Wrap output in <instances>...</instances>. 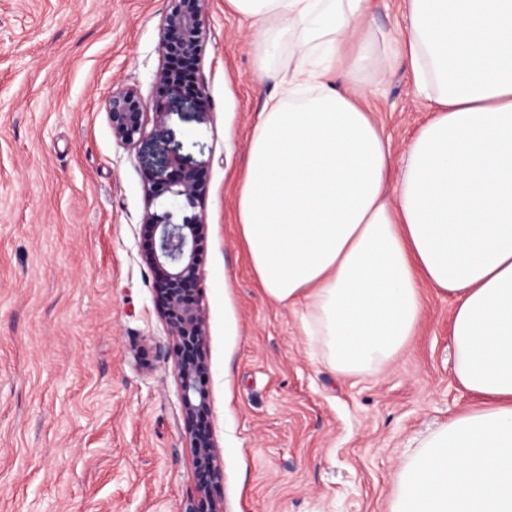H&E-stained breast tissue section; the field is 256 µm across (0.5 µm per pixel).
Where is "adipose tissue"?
Segmentation results:
<instances>
[{
  "instance_id": "adipose-tissue-1",
  "label": "adipose tissue",
  "mask_w": 512,
  "mask_h": 512,
  "mask_svg": "<svg viewBox=\"0 0 512 512\" xmlns=\"http://www.w3.org/2000/svg\"><path fill=\"white\" fill-rule=\"evenodd\" d=\"M251 21L256 78L281 75L254 125L236 207L263 292L342 374L409 342L422 285L452 295L454 372L483 404L430 434L390 512H512V0H228ZM406 64L432 115L399 177L361 79ZM373 26L380 33L396 35L404 27L400 0H377Z\"/></svg>"
}]
</instances>
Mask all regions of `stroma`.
I'll return each instance as SVG.
<instances>
[{
  "label": "stroma",
  "mask_w": 512,
  "mask_h": 512,
  "mask_svg": "<svg viewBox=\"0 0 512 512\" xmlns=\"http://www.w3.org/2000/svg\"><path fill=\"white\" fill-rule=\"evenodd\" d=\"M170 0H0V512H179L194 489L174 341L143 254L140 147L106 102L158 99ZM195 71L208 106L167 126L206 163L198 206L208 420L224 512H389L396 473L472 408L453 374L455 300L422 285L408 345L378 372L335 373L297 315L259 289L236 232V191L277 73L252 80L249 22L204 0ZM401 161L430 115L406 65L365 78ZM232 139H225V132Z\"/></svg>",
  "instance_id": "obj_1"
}]
</instances>
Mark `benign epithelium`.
I'll list each match as a JSON object with an SVG mask.
<instances>
[{"label":"benign epithelium","instance_id":"obj_1","mask_svg":"<svg viewBox=\"0 0 512 512\" xmlns=\"http://www.w3.org/2000/svg\"><path fill=\"white\" fill-rule=\"evenodd\" d=\"M161 42L164 65L158 75L160 96L152 135H146L144 104L132 90L112 93L107 116L113 136L125 144H140L152 160L144 170L150 202L163 200L161 212H147L151 249L145 262L155 276L158 305L175 342L176 370L181 389L182 417L194 455V491L180 512H223L213 490L223 481L209 413V361L204 310L201 304L200 240L206 225L195 212L206 191L204 166L191 157L167 152L165 102L202 110L205 90L186 68L199 59L206 28L202 0H170Z\"/></svg>","mask_w":512,"mask_h":512}]
</instances>
